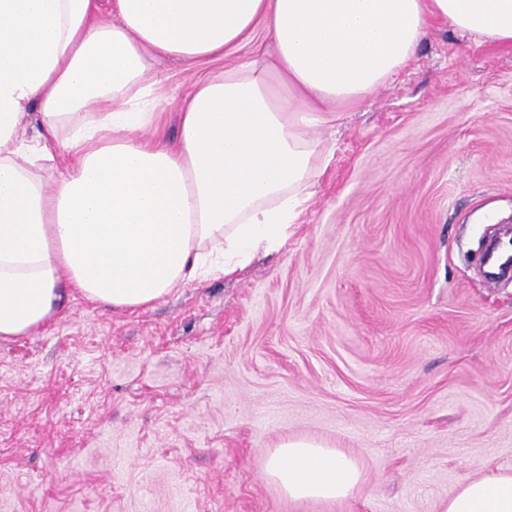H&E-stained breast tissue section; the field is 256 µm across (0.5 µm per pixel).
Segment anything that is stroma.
<instances>
[{"mask_svg": "<svg viewBox=\"0 0 512 512\" xmlns=\"http://www.w3.org/2000/svg\"><path fill=\"white\" fill-rule=\"evenodd\" d=\"M224 69L155 65L157 132ZM319 136L333 158L287 245L135 311L80 294L0 339V512H433L512 469V49L430 30L414 62ZM286 437L359 461L336 505L264 474Z\"/></svg>", "mask_w": 512, "mask_h": 512, "instance_id": "1", "label": "stroma"}]
</instances>
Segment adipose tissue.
Instances as JSON below:
<instances>
[{"label":"adipose tissue","mask_w":512,"mask_h":512,"mask_svg":"<svg viewBox=\"0 0 512 512\" xmlns=\"http://www.w3.org/2000/svg\"><path fill=\"white\" fill-rule=\"evenodd\" d=\"M438 24L512 47V0H0V337L56 320L76 292L135 310L280 251L331 159L317 130ZM249 44L192 86L174 142L152 135L154 61ZM265 474L300 503L347 500L363 479L310 439L269 449ZM434 512H512V471L466 480Z\"/></svg>","instance_id":"1"}]
</instances>
